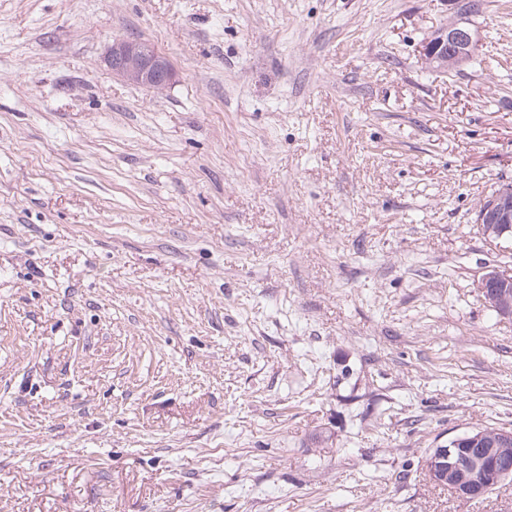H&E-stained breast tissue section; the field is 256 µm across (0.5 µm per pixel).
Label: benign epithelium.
<instances>
[{"label": "benign epithelium", "mask_w": 512, "mask_h": 512, "mask_svg": "<svg viewBox=\"0 0 512 512\" xmlns=\"http://www.w3.org/2000/svg\"><path fill=\"white\" fill-rule=\"evenodd\" d=\"M462 45L475 49L477 38L470 27L454 21L425 43L422 61L435 71L446 72L459 59L448 54V48ZM105 62L112 75L150 88L163 89L175 76L170 61L143 40L113 42ZM478 215L486 239L494 242L512 234V189L500 192L490 207H479ZM478 288L489 308L502 317H512V270L487 271ZM510 454L512 431L489 433L473 429L438 446L431 459L429 476L448 485L450 492L460 498L480 499L487 488L503 485L512 477V467H499V462Z\"/></svg>", "instance_id": "7a95c632"}]
</instances>
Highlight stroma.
Instances as JSON below:
<instances>
[{
    "instance_id": "35a3bbf8",
    "label": "stroma",
    "mask_w": 512,
    "mask_h": 512,
    "mask_svg": "<svg viewBox=\"0 0 512 512\" xmlns=\"http://www.w3.org/2000/svg\"><path fill=\"white\" fill-rule=\"evenodd\" d=\"M0 0V512H512V0ZM152 43L162 90L113 77ZM477 44L476 35L470 27L453 21L425 43L421 59L435 71L448 72L459 59V55H453V50H450L451 55H448V47L455 49L463 45L465 48L475 50ZM105 62L113 76L150 88L163 89L172 83L175 76L170 61L151 43L143 40L113 41ZM495 202L484 208L485 201L478 210V221L483 235L489 241H497L512 236V188L496 195ZM478 288L489 308L505 318L512 317V270L487 271ZM483 430L473 429L449 438L438 446L430 461V478L436 483H449L448 489L457 497L483 498L487 488L503 485L511 477L512 467L500 468L499 461L511 455L512 431ZM506 460L511 466L512 458Z\"/></svg>"
}]
</instances>
